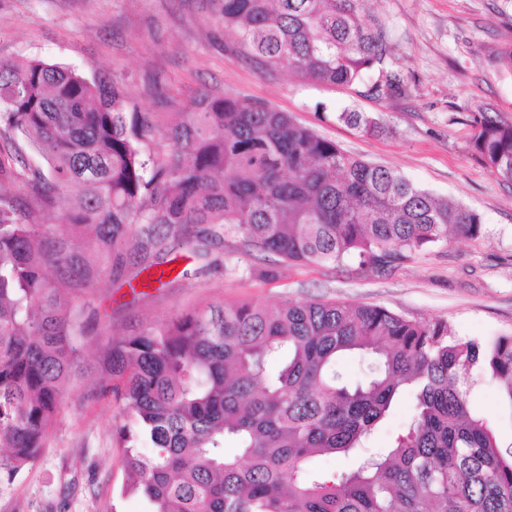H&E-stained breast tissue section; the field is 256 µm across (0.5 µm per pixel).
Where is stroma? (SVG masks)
<instances>
[{
  "mask_svg": "<svg viewBox=\"0 0 512 512\" xmlns=\"http://www.w3.org/2000/svg\"><path fill=\"white\" fill-rule=\"evenodd\" d=\"M391 32L384 68L401 74L404 96L378 98L304 83L269 71L224 30L216 0H0V59L38 58L87 77L122 81L130 107L153 113L155 144L175 113L203 93L233 94L290 113L300 124L365 161L400 171L414 185L477 211L476 239L449 235L390 276L350 280L328 266L270 264L233 240L209 263L172 252L170 287L135 298L119 283L91 306L127 331L208 303L336 300L380 305L413 320L442 319L459 336L512 334V184L500 182L472 148L481 112L512 122V0H367ZM366 112L382 130L365 134L338 120ZM476 408L512 445V411L494 388L476 387ZM113 403L85 404L73 388L29 470L0 477V512H147L127 490Z\"/></svg>",
  "mask_w": 512,
  "mask_h": 512,
  "instance_id": "1",
  "label": "stroma"
}]
</instances>
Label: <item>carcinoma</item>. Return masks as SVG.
I'll use <instances>...</instances> for the list:
<instances>
[{
    "instance_id": "carcinoma-1",
    "label": "carcinoma",
    "mask_w": 512,
    "mask_h": 512,
    "mask_svg": "<svg viewBox=\"0 0 512 512\" xmlns=\"http://www.w3.org/2000/svg\"><path fill=\"white\" fill-rule=\"evenodd\" d=\"M364 2L222 0L221 13L264 65L351 88L390 53ZM405 91L397 74L367 86ZM339 119L380 132L361 112ZM475 123L476 157L512 184V123ZM152 129L114 79L0 60V474L42 456L93 344L105 377L86 398L131 418L115 428L126 489L150 512H512V447L471 399L490 382L512 408V334L459 337L444 320L336 300L209 304L134 335L87 310L103 277L133 289L150 271L168 286L177 248L206 257L230 237L246 254L384 277L450 229L479 237L481 216L264 102L201 98L161 153ZM61 202L63 223H47ZM353 353L367 363L356 383L339 367ZM403 399L388 447L350 470L311 468L357 453Z\"/></svg>"
}]
</instances>
